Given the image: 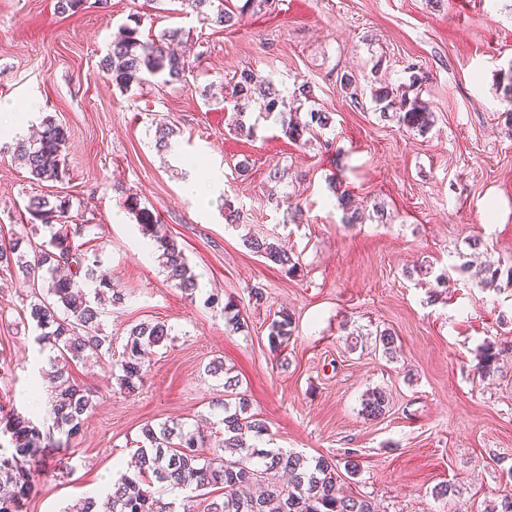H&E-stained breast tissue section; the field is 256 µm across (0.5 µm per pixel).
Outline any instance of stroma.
Returning a JSON list of instances; mask_svg holds the SVG:
<instances>
[{"instance_id": "1", "label": "stroma", "mask_w": 512, "mask_h": 512, "mask_svg": "<svg viewBox=\"0 0 512 512\" xmlns=\"http://www.w3.org/2000/svg\"><path fill=\"white\" fill-rule=\"evenodd\" d=\"M55 3L0 0V106L16 117L0 126V241H48L50 228L28 223L25 207L36 195L69 197L71 223L85 225L99 272L124 295L102 305L113 353L145 321L165 322L171 335L151 348L132 392L119 388L108 357L72 364L95 389L93 406L66 449L73 470L37 481L27 512L105 498L144 426L219 423L224 378L208 372L218 360L268 427L261 447L337 464L357 450L358 475L341 481L377 512H484L512 490V363L486 379L474 372L485 345H512V288H475L460 269L474 235L484 243L479 264L512 262V139L503 133L512 103L497 87L512 70V0H279L229 28L202 24L179 0H110L73 15ZM133 16L145 39L180 31L191 61L180 82L124 94L99 71ZM412 62L430 76L421 98L433 124L424 131L381 118L369 94L377 77L408 87ZM248 69L282 90L308 81L311 108L333 115L323 138L295 145L275 117L259 119L248 139L230 131L221 100L203 92ZM343 71L355 76L358 99L341 91ZM49 119L70 134L60 182L30 179L3 150ZM162 125L175 130L163 152ZM204 171L214 178L208 196L187 195ZM332 177L366 205H383L386 222L343 224ZM131 194L183 249L197 276L193 297L168 281L158 252L139 250ZM228 206L237 223L225 222ZM256 237L291 246L297 273L251 251ZM423 262L434 275L407 276ZM227 301L242 331L226 326ZM283 311L296 329L276 348L269 325ZM378 328L398 337L396 359L347 348L348 333ZM49 369L18 285L0 278V407L51 427ZM373 388L389 405L370 420L361 403ZM445 482L457 487L449 504L432 495Z\"/></svg>"}]
</instances>
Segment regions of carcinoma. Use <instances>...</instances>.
Returning a JSON list of instances; mask_svg holds the SVG:
<instances>
[{
  "mask_svg": "<svg viewBox=\"0 0 512 512\" xmlns=\"http://www.w3.org/2000/svg\"><path fill=\"white\" fill-rule=\"evenodd\" d=\"M193 9L205 23L231 27L247 15L263 9L268 0H239L230 8L224 0H181ZM123 25L112 39L107 53L99 61L100 68L122 93H129L148 78H158L164 84L179 81L189 61L181 50L182 38L176 29L164 30L158 36L142 41L137 24ZM312 98L308 82L296 84L292 95L278 89L270 79H258L251 71L241 72L231 86L230 125L242 136L253 135L254 126L246 124L245 116L251 104L267 114L280 117L283 130L295 142H309L328 129L332 113L321 110L308 112L302 122L291 111ZM376 110L389 119L421 131L433 122L432 113L424 102L408 91H399L387 83L372 88ZM69 134L61 124L48 120L39 137L30 142L19 139L13 147L14 156L38 182H58L67 174L65 152ZM342 211V223L357 224L362 219L353 196L342 190L336 194ZM136 212L142 229L155 235L162 248L168 279L191 295L197 289V278L176 243L157 235V220L138 198L128 200ZM72 204L67 197L34 196L26 205L30 223L50 224L66 218ZM83 225L65 226V231L39 245L22 249L23 239L15 238L0 244V268L17 279L26 292V312L36 332L35 342L41 349H53L49 374L51 383V413L53 424L61 438L45 433L30 418L0 407V432L10 437L11 452L0 450V477L11 484L7 497H0V512H26L33 491L34 479L42 472L45 458L54 448H65L82 427L83 415L93 406V394L75 382L70 371L59 362L83 361L100 357L112 350V340L100 333L103 311L89 299L83 285L91 282L95 291H112V302H121V293L112 280L97 273L90 264L88 251L75 244ZM252 251L281 266L291 274L297 270L292 249L287 245L265 240L250 241ZM479 288H512V264H487L476 274ZM294 333L293 318L284 312L270 325L269 342L280 346ZM170 336L162 321L141 322L130 330L119 357L111 361L113 375L123 390L137 389L144 372L141 351L144 344L159 345ZM396 335L390 329H378L375 347L382 356L396 358ZM499 353L488 346L478 362L477 372L489 376L498 371ZM389 400L384 390L367 392L362 400V412L370 419L385 415ZM224 418L222 428L210 435L173 422L158 428L145 426L142 437L146 445L132 455L133 471L112 485L108 494L112 512H171L151 495L147 487L160 484L175 490L203 492L220 488L218 498H205L203 512H375L372 502L361 494L344 488L338 480L336 465L324 457L308 459L301 454L258 446L267 427L265 422L249 412L245 395L238 392V380H224Z\"/></svg>",
  "mask_w": 512,
  "mask_h": 512,
  "instance_id": "obj_1",
  "label": "carcinoma"
}]
</instances>
